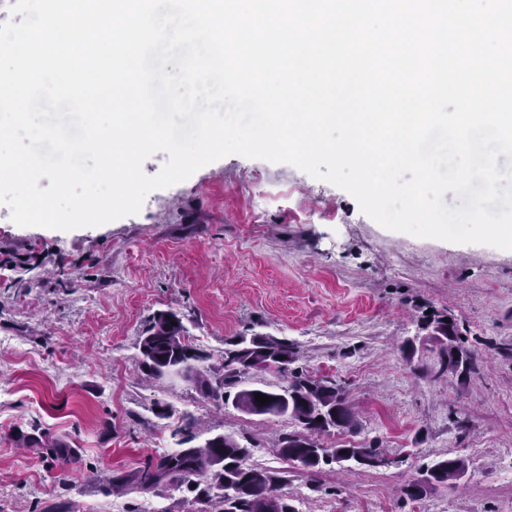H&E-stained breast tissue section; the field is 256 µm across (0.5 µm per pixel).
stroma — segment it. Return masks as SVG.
I'll use <instances>...</instances> for the list:
<instances>
[{"mask_svg":"<svg viewBox=\"0 0 512 512\" xmlns=\"http://www.w3.org/2000/svg\"><path fill=\"white\" fill-rule=\"evenodd\" d=\"M452 315L478 369L466 382L422 376L408 356L426 311ZM182 316L193 346L219 365L241 332L293 341L295 370L344 381L359 426L322 442L375 441L385 467L300 469L272 444L287 418L244 414L181 379L146 383L140 337L153 316ZM512 250L387 229L347 191L287 164L229 155L149 193L139 213L71 231L20 227L0 205V512H185L187 490L105 492L185 415L200 437L254 446L249 464L288 473L298 512H512ZM169 406L170 419L156 416ZM468 420L459 435L454 416ZM79 450L56 480L31 436ZM462 457L459 484L419 502L403 487L441 457Z\"/></svg>","mask_w":512,"mask_h":512,"instance_id":"stroma-1","label":"stroma"}]
</instances>
